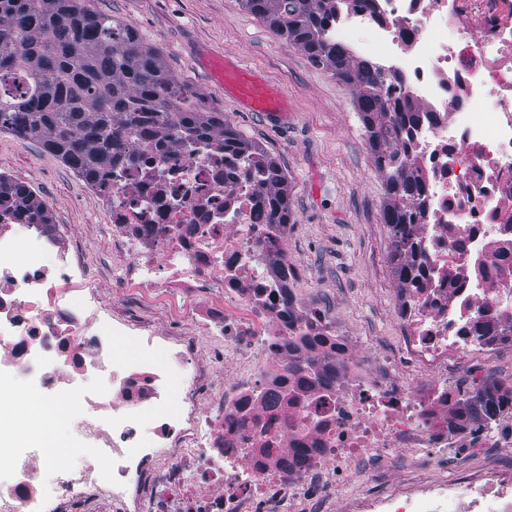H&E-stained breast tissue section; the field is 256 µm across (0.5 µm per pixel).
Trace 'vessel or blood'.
<instances>
[{
	"label": "vessel or blood",
	"mask_w": 512,
	"mask_h": 512,
	"mask_svg": "<svg viewBox=\"0 0 512 512\" xmlns=\"http://www.w3.org/2000/svg\"><path fill=\"white\" fill-rule=\"evenodd\" d=\"M212 78L244 112H284L288 99L259 70L246 66L233 54L212 55L206 60Z\"/></svg>",
	"instance_id": "obj_1"
}]
</instances>
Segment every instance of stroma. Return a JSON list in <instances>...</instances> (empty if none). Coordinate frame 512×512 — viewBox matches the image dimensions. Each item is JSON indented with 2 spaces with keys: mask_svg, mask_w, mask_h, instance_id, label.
Listing matches in <instances>:
<instances>
[{
  "mask_svg": "<svg viewBox=\"0 0 512 512\" xmlns=\"http://www.w3.org/2000/svg\"><path fill=\"white\" fill-rule=\"evenodd\" d=\"M156 49L169 72L196 88L225 121L258 143L288 180L289 249L309 269L306 298L333 305L363 346L385 348L395 274L377 172L351 88L244 9L240 0H81ZM233 52L288 96L286 114L241 112L204 60ZM0 175L27 184L53 223L82 240L93 269H108V218L100 195L40 143L0 132Z\"/></svg>",
  "mask_w": 512,
  "mask_h": 512,
  "instance_id": "stroma-1",
  "label": "stroma"
}]
</instances>
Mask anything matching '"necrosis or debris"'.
Segmentation results:
<instances>
[{"mask_svg": "<svg viewBox=\"0 0 512 512\" xmlns=\"http://www.w3.org/2000/svg\"><path fill=\"white\" fill-rule=\"evenodd\" d=\"M325 36L415 115L393 348L298 291L257 163L137 145L105 197L115 297L78 239L0 219V512H512V466L429 474L512 447V385L468 365L512 354V0H339ZM29 384L33 429L81 436L65 461L17 449Z\"/></svg>", "mask_w": 512, "mask_h": 512, "instance_id": "4bbe7bcc", "label": "necrosis or debris"}]
</instances>
